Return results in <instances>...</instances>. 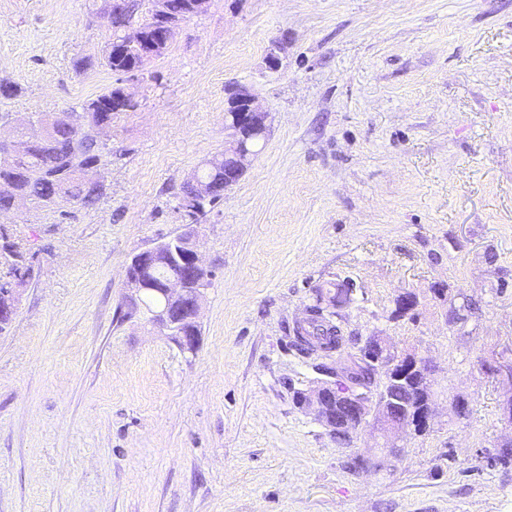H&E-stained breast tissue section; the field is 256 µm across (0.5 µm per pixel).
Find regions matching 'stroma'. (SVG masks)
Wrapping results in <instances>:
<instances>
[{"label":"stroma","mask_w":512,"mask_h":512,"mask_svg":"<svg viewBox=\"0 0 512 512\" xmlns=\"http://www.w3.org/2000/svg\"><path fill=\"white\" fill-rule=\"evenodd\" d=\"M103 8L0 0L17 90L0 113L116 84ZM144 73L94 207L0 214L35 254L0 333V512H512L506 389L477 366L512 343V0H210ZM231 82L269 133L197 227L213 277L187 354L127 316L125 270L179 231L180 186L224 149ZM328 281L354 288L335 318L347 351L383 332L435 367L433 427L378 472L348 463L378 453L373 426L340 448L293 401L316 377L293 328ZM404 290L418 306L396 319ZM456 395L468 419L450 420Z\"/></svg>","instance_id":"stroma-1"}]
</instances>
